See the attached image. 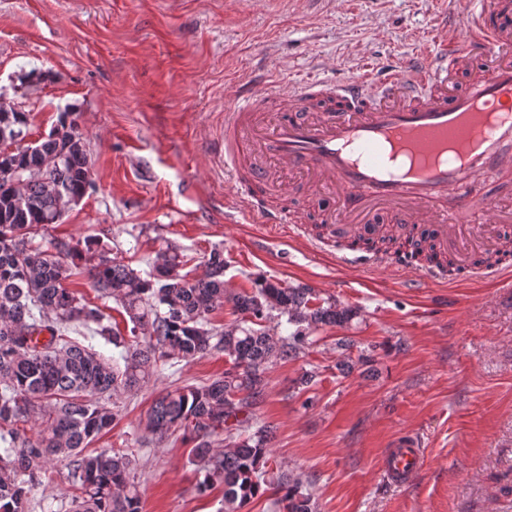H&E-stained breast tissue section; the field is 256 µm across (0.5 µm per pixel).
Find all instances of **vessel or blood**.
<instances>
[{"label":"vessel or blood","instance_id":"1","mask_svg":"<svg viewBox=\"0 0 512 512\" xmlns=\"http://www.w3.org/2000/svg\"><path fill=\"white\" fill-rule=\"evenodd\" d=\"M461 32L441 28L436 50H423L387 68L365 65L347 74L309 79L284 90L266 79L248 84L224 111L225 180L261 224L304 230L302 219L267 203L273 193L326 200L318 220L332 237H376L383 225H426L435 251L471 273L497 277L512 263L487 267L482 256L503 253L512 232V0H458ZM498 109L495 127L467 146L455 163L401 172L385 155L395 139L429 148L435 136L478 125L485 106ZM493 188L475 195V183ZM356 268L399 272L410 262L392 253L380 260L341 255ZM422 450L398 442L385 455L392 482L412 479Z\"/></svg>","mask_w":512,"mask_h":512}]
</instances>
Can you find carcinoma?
Masks as SVG:
<instances>
[{"instance_id": "cac0c4a2", "label": "carcinoma", "mask_w": 512, "mask_h": 512, "mask_svg": "<svg viewBox=\"0 0 512 512\" xmlns=\"http://www.w3.org/2000/svg\"><path fill=\"white\" fill-rule=\"evenodd\" d=\"M26 125V113L0 112V512H31L30 493L54 463L68 468L72 512H142L134 455L86 448L112 429L113 395L140 390L166 364L213 352L230 367L207 385L161 390L147 414L152 439L160 444L181 430L195 442L192 457L205 473L200 491L224 486V512H242L269 489L283 512H314L299 479L282 474L274 486L265 479L273 427L258 424L254 410L273 365L296 358L318 329L348 326L357 310L267 279L250 294L236 293L224 280L222 248L203 256L202 275L191 278L175 250L141 274L91 239L84 251L59 239L34 243L32 230L62 220L95 182L75 113H61L33 145L22 144ZM14 166L25 180L19 199L4 172ZM374 244L433 258L426 238L404 241L394 229ZM76 259L98 291L121 306L125 327L68 287ZM226 303L241 318L219 332L209 316ZM283 317L285 336L262 327ZM76 326L118 355L70 337Z\"/></svg>"}]
</instances>
